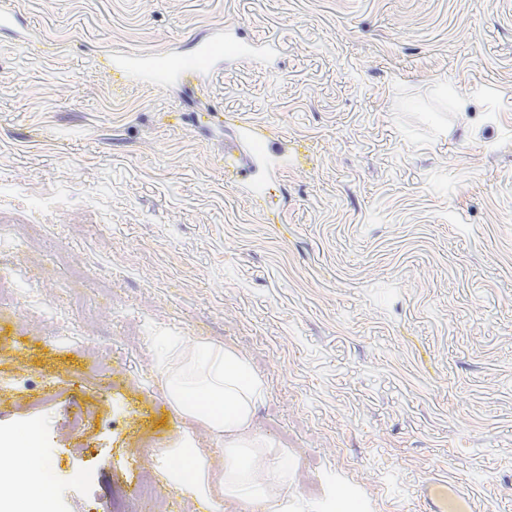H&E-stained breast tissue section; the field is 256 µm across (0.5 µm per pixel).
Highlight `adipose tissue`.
Wrapping results in <instances>:
<instances>
[{"label": "adipose tissue", "mask_w": 512, "mask_h": 512, "mask_svg": "<svg viewBox=\"0 0 512 512\" xmlns=\"http://www.w3.org/2000/svg\"><path fill=\"white\" fill-rule=\"evenodd\" d=\"M169 367L164 378L170 394L177 401L192 395H203L212 402L214 409L205 418L211 428L223 433L230 447L238 454L224 464V487L247 505L259 506L262 512H273L278 501L267 493L268 488H287L291 471L285 461H277L258 476L256 463L261 458L262 439L249 435L248 429L255 407L264 398V387L248 365L232 351L197 348L189 358H182L178 346L166 348ZM44 451L33 447L28 452L17 453L10 437L0 435V462L9 464L22 473L25 489L0 487V512H18L21 500H28L30 512H45L48 502L44 490V476L39 461Z\"/></svg>", "instance_id": "ef3b65f1"}]
</instances>
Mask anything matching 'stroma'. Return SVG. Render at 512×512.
<instances>
[{
	"instance_id": "1",
	"label": "stroma",
	"mask_w": 512,
	"mask_h": 512,
	"mask_svg": "<svg viewBox=\"0 0 512 512\" xmlns=\"http://www.w3.org/2000/svg\"><path fill=\"white\" fill-rule=\"evenodd\" d=\"M0 2V278L40 297L0 309V433L37 429L52 512H243L161 330L263 380L252 430L304 465L305 512H328L306 481L367 512H432L445 482L512 512V0ZM219 28L280 52L203 84L107 59L190 64ZM233 116L297 149L263 213L224 181ZM336 512H365L363 498L348 485L336 482Z\"/></svg>"
}]
</instances>
